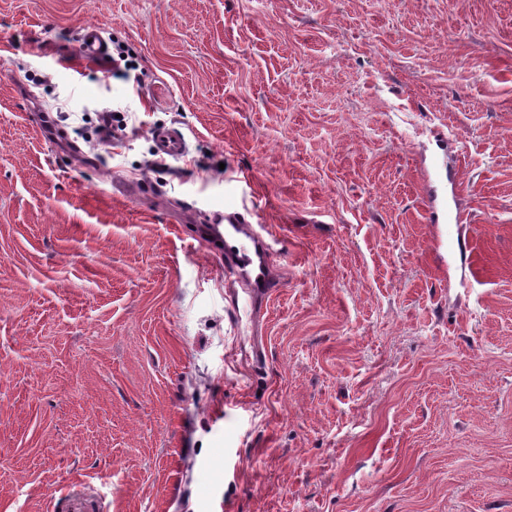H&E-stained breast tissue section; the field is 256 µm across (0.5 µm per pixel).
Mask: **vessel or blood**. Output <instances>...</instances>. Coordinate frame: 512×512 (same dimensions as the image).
<instances>
[{
	"mask_svg": "<svg viewBox=\"0 0 512 512\" xmlns=\"http://www.w3.org/2000/svg\"><path fill=\"white\" fill-rule=\"evenodd\" d=\"M158 153L178 157L187 150L183 134L175 129H163L156 134ZM221 223L208 232L207 243L224 245V271L233 276L251 300L264 299L273 288L271 249L265 237L252 225L239 223L235 214H221ZM66 512H99L102 498L90 494L82 484L75 483L63 493Z\"/></svg>",
	"mask_w": 512,
	"mask_h": 512,
	"instance_id": "vessel-or-blood-1",
	"label": "vessel or blood"
}]
</instances>
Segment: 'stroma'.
<instances>
[{
    "label": "stroma",
    "instance_id": "35a3bbf8",
    "mask_svg": "<svg viewBox=\"0 0 512 512\" xmlns=\"http://www.w3.org/2000/svg\"><path fill=\"white\" fill-rule=\"evenodd\" d=\"M224 208L269 235L262 307L195 246ZM82 481L512 512V0H0V512ZM94 112L99 140L105 142L112 139L114 122H118L116 118L119 111L112 109L110 105L104 103L96 108ZM156 148L163 156L178 157L187 150L184 135L176 129H162L156 134Z\"/></svg>",
    "mask_w": 512,
    "mask_h": 512
}]
</instances>
